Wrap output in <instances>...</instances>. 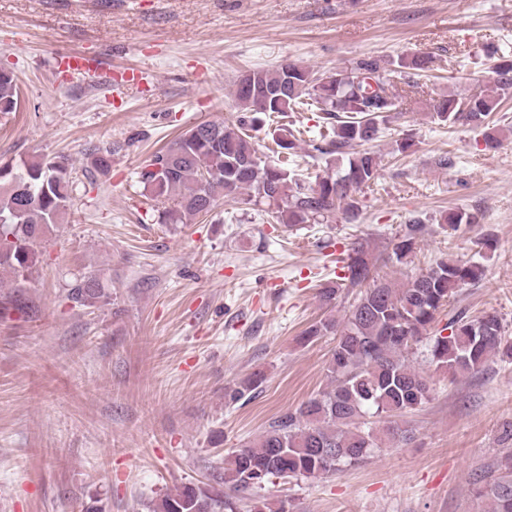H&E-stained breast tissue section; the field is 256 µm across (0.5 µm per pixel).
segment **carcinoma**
<instances>
[{
    "mask_svg": "<svg viewBox=\"0 0 512 512\" xmlns=\"http://www.w3.org/2000/svg\"><path fill=\"white\" fill-rule=\"evenodd\" d=\"M426 64L419 56L385 65L368 57L322 73L293 62L249 70L234 84L236 120L194 126L146 161L139 183L152 197L172 202L162 216L168 224L207 215L221 199L265 204L267 222L275 224H316L339 208L355 220L360 212L356 191L379 177L381 160L374 143L398 108L397 83L415 85L414 76ZM492 73L498 94L482 90L467 98L444 96L434 105L433 118L482 130L485 147L495 150L500 138L490 116L500 111L502 96L512 90V60L495 61ZM257 88L270 96L259 101ZM312 105L323 112L327 129L313 151L328 166L338 163V170L310 184L287 162L259 157L249 131L267 115ZM17 108L14 74L0 68V113ZM75 182L76 168L64 158L0 161V273L10 275L13 287L30 281L51 228L66 218ZM475 222L474 214L464 210L444 217L452 231ZM425 231L418 218L403 225L392 249L396 262L404 263ZM344 269V275L321 290L320 299L331 306L340 286L359 289L348 314L340 323L325 318L303 332L308 339L337 336L327 366L334 386L276 417L258 439L224 457L220 480L235 492L258 489L272 477L334 473L362 462L385 441L406 439L393 418L430 398L428 378L413 359L425 340L430 362L454 379L483 370L492 356L512 363V338L497 314L475 317L450 307L462 286L482 280L481 264L442 258L398 288L376 277L368 249L359 243ZM104 295L101 275L94 270L77 278L69 293L81 304ZM445 307L448 321L439 328L437 314ZM383 420L388 425L376 429L374 424ZM479 495L492 504V512H512V461L485 480ZM239 502L206 486L184 485L150 505V512H240ZM250 512H289L288 502L273 505L255 497Z\"/></svg>",
    "mask_w": 512,
    "mask_h": 512,
    "instance_id": "cac0c4a2",
    "label": "carcinoma"
}]
</instances>
